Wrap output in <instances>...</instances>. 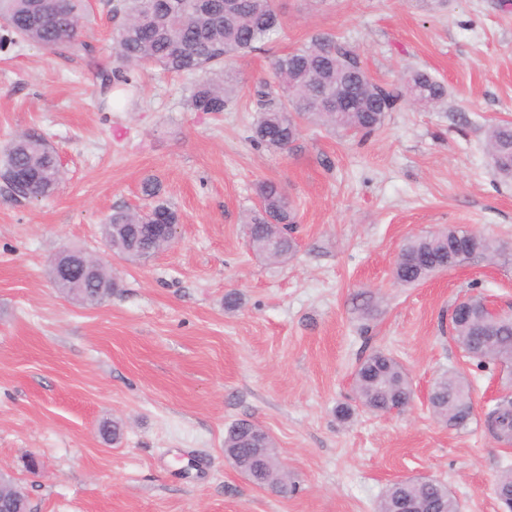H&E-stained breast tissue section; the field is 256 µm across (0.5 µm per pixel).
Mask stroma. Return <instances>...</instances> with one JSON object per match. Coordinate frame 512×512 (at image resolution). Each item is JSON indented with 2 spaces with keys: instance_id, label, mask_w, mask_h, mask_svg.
Listing matches in <instances>:
<instances>
[{
  "instance_id": "obj_1",
  "label": "stroma",
  "mask_w": 512,
  "mask_h": 512,
  "mask_svg": "<svg viewBox=\"0 0 512 512\" xmlns=\"http://www.w3.org/2000/svg\"><path fill=\"white\" fill-rule=\"evenodd\" d=\"M112 4L86 0L94 59L27 43L0 52V149L42 135L65 172L41 201L15 203L0 182V467L33 512H374L391 483L420 476L463 512H500L493 484L512 446L483 414L503 381L462 358L450 314L469 296L512 309V181L484 148L489 124L512 121V0H276L283 28L234 61L238 100L219 114L190 111V80L154 66L134 95L100 89L91 63L109 60ZM320 33L399 100L369 138L306 125L292 152L270 153L249 139L254 91L271 57ZM411 69L444 83L443 105L409 100ZM148 178L180 224L171 248L136 264L107 249L101 224L143 206ZM262 181L296 204L285 263L248 243ZM448 227L496 240L502 256L397 284L400 246ZM65 248L100 258L119 290L95 306L66 300L49 276ZM232 289L242 305L228 312ZM376 350L409 374L404 413L356 404L354 371ZM448 370L474 383L463 429L429 409ZM242 419L273 437L296 493L265 491L225 458ZM112 420L114 444L99 433Z\"/></svg>"
}]
</instances>
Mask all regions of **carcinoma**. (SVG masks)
Segmentation results:
<instances>
[{"mask_svg": "<svg viewBox=\"0 0 512 512\" xmlns=\"http://www.w3.org/2000/svg\"><path fill=\"white\" fill-rule=\"evenodd\" d=\"M82 0H67L57 9L55 0H0V19L6 33L0 35V51L19 42L48 50L63 49L73 55L90 56L92 47L82 39ZM112 62L95 65L96 77L105 87L133 86L131 70L157 66L163 71L185 76L202 75L192 87L188 106L193 112H222L237 98L238 82L228 66L251 52L255 45L270 38L283 26L274 0H119L112 10ZM275 84L260 83L257 89L260 109L252 128V140L271 153L292 151L302 124L313 123L331 130L367 135L379 129L395 104V96L362 72L358 56L333 34H318L309 44L270 59ZM406 95L413 101L437 106L447 97L442 82L423 71L404 78ZM485 145L496 174L512 179V122L499 121L485 130ZM25 170L33 185L29 200L51 196L63 173L47 139L38 134H22L5 147L3 174ZM143 194L153 199L145 210L115 209L105 219L112 225V252L127 259L139 253H156L172 244L161 230L141 233L135 241L127 225L151 224L160 217L162 224H177L180 215L174 206L160 198V187L147 181ZM258 206L245 216L249 245L273 264L291 259L296 252L297 224L293 202L287 191L272 181L258 184ZM466 231L447 228L415 237L406 242L397 256L393 275L404 285L425 281L448 267V246L456 235ZM111 289L97 279L82 278L77 288L61 291L80 305H95L114 292L118 283L112 271L101 264ZM482 313L481 299H472L471 315L451 321L452 340L463 356L481 366L495 364L489 352L512 359V319L502 318L495 325L493 339L473 337L471 317ZM355 386L360 405L371 412L385 413L412 394L405 367L393 356L376 351L355 369ZM433 416L440 422L463 428L469 422L466 410L473 405L468 380L455 371L441 374L429 400ZM496 425L504 433L512 431V399L501 398L485 415V430ZM273 439L249 420L231 426L224 435V450L238 452L251 460L252 480L260 488L286 497L296 485L281 471L261 465L275 452ZM17 485L8 477L0 480V512H31L27 499L16 496ZM410 495L421 504L442 503L447 512H460L461 506L448 488L426 479L407 485H389L377 503L376 512H392L396 499Z\"/></svg>", "mask_w": 512, "mask_h": 512, "instance_id": "carcinoma-1", "label": "carcinoma"}]
</instances>
